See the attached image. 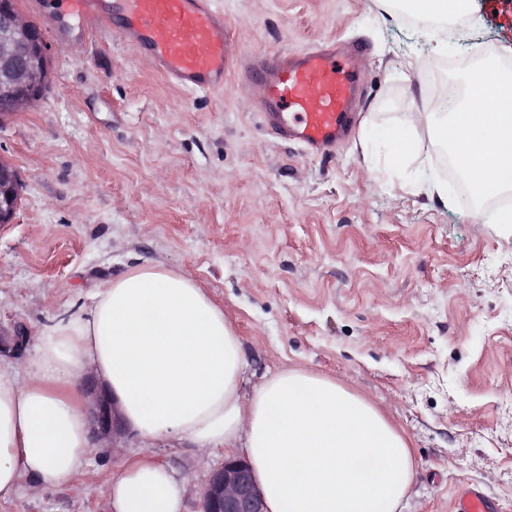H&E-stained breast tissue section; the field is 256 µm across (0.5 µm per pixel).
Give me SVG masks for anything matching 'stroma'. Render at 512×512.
<instances>
[{
	"label": "stroma",
	"instance_id": "1",
	"mask_svg": "<svg viewBox=\"0 0 512 512\" xmlns=\"http://www.w3.org/2000/svg\"><path fill=\"white\" fill-rule=\"evenodd\" d=\"M20 5L50 47L52 83L0 124L21 183L0 226V320L33 334L133 266L184 269L241 338L243 397L285 366L335 378L409 437L403 512H451L466 484L512 512V225L415 189V163L360 143L430 107L419 26L381 0H216L236 49L366 47L353 132L321 156L265 128L235 69L223 90L190 91L113 37L114 18ZM472 7L470 38L512 47V11ZM143 452L183 477V512H198L208 471L194 444L130 434L127 455ZM0 512L105 509L73 478Z\"/></svg>",
	"mask_w": 512,
	"mask_h": 512
}]
</instances>
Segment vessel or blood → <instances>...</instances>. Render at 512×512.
Returning a JSON list of instances; mask_svg holds the SVG:
<instances>
[{
  "label": "vessel or blood",
  "instance_id": "b4317fda",
  "mask_svg": "<svg viewBox=\"0 0 512 512\" xmlns=\"http://www.w3.org/2000/svg\"><path fill=\"white\" fill-rule=\"evenodd\" d=\"M113 8L121 39L172 84L220 90L233 66L280 138L325 154L347 133L359 83L352 54L319 46L238 65L213 0H115ZM453 512H496V505L482 490L464 487Z\"/></svg>",
  "mask_w": 512,
  "mask_h": 512
}]
</instances>
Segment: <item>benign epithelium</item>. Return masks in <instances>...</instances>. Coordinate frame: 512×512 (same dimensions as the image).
Segmentation results:
<instances>
[{"label": "benign epithelium", "mask_w": 512, "mask_h": 512, "mask_svg": "<svg viewBox=\"0 0 512 512\" xmlns=\"http://www.w3.org/2000/svg\"><path fill=\"white\" fill-rule=\"evenodd\" d=\"M0 64V102L4 108L1 124L6 118L37 106L51 81L48 44L18 0H0ZM19 201L18 175L0 160V225L13 222ZM28 344L23 324L0 323V358H18ZM83 388L89 399L92 440L110 453L126 448L128 429L117 399L92 373L84 378ZM199 512H267L260 485L245 457L226 456L210 468L201 490Z\"/></svg>", "instance_id": "1"}]
</instances>
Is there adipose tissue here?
<instances>
[{"instance_id":"ef3b65f1","label":"adipose tissue","mask_w":512,"mask_h":512,"mask_svg":"<svg viewBox=\"0 0 512 512\" xmlns=\"http://www.w3.org/2000/svg\"><path fill=\"white\" fill-rule=\"evenodd\" d=\"M421 22L471 14V0H398ZM451 112H411L387 127L402 158L420 135L448 145L479 195L512 193V73L480 65ZM77 314L40 329L35 354L0 373V500L40 495L82 476L109 512H182V482L154 456L108 480L89 469L83 378L116 396L130 431L154 442L244 450L268 512H402L414 473L410 441L363 395L294 366L243 399L241 339L223 307L189 273L145 264L95 288Z\"/></svg>"}]
</instances>
